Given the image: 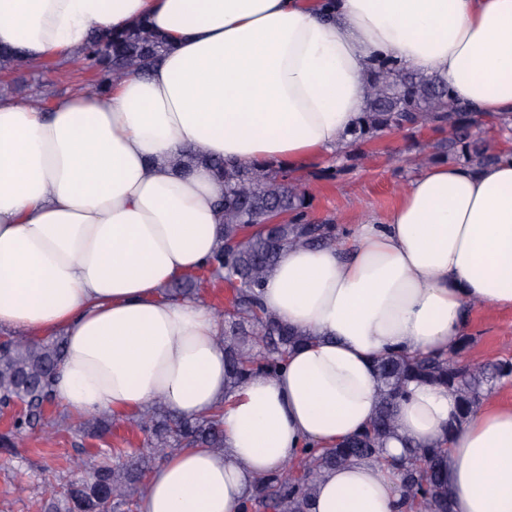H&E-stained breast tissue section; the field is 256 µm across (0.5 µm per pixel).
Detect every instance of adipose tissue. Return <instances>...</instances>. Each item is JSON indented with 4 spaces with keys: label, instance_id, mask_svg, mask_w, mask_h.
<instances>
[{
    "label": "adipose tissue",
    "instance_id": "ef3b65f1",
    "mask_svg": "<svg viewBox=\"0 0 512 512\" xmlns=\"http://www.w3.org/2000/svg\"><path fill=\"white\" fill-rule=\"evenodd\" d=\"M137 20L172 49L108 97L0 99V328L63 336L53 398L74 413H220L223 448L170 454L141 512H241L256 481L374 419L382 357L448 355L472 304L512 309V151L429 166L340 244L285 250L260 301L310 339L236 386L214 309L164 294L223 232L210 167L173 158L194 144L300 170L340 154L382 61L511 114L512 0H0V47L37 65ZM458 414L447 388L410 384L382 457L324 471L312 512H405L389 462L409 443L444 444L453 512H512V401Z\"/></svg>",
    "mask_w": 512,
    "mask_h": 512
}]
</instances>
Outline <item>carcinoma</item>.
Masks as SVG:
<instances>
[{
  "instance_id": "obj_1",
  "label": "carcinoma",
  "mask_w": 512,
  "mask_h": 512,
  "mask_svg": "<svg viewBox=\"0 0 512 512\" xmlns=\"http://www.w3.org/2000/svg\"><path fill=\"white\" fill-rule=\"evenodd\" d=\"M167 40L145 21L106 37L92 36L82 59L97 67L92 90L104 94L125 75L144 71L163 59ZM478 118L451 99L448 85L437 74H424L393 63L381 65L369 87L366 110L351 133L347 148L364 164L366 150L383 133L394 129L429 128L441 135L434 154L468 165L496 162L501 151L473 140L469 129ZM208 164L224 184L220 224L223 241L204 270L223 278L231 296L224 308V365L231 383L255 372L273 375L288 354L307 337L266 311L258 301L265 278L282 251L292 246L339 243L346 230L311 215L307 180L281 165L229 164L211 160L189 146L173 161L186 170ZM207 282L191 275L171 290V296L200 297ZM472 337H460L446 357L413 358L391 355L378 364V414L360 434L318 455L308 454L291 469L260 481L244 505V512H309L316 481L322 471L382 452V441L397 432L395 408L411 381L438 383L458 399L464 420L496 393L499 383L512 377V360L485 366L462 360ZM63 338L22 341L12 337L0 345V409L17 403L24 410L13 417L11 429L0 435V451L14 447L16 436L39 430L49 440L55 422L45 415L52 400L51 386L62 360ZM134 427L145 436L148 451L113 447L110 456L89 467L85 475L62 488L44 490L46 512H134L138 494L155 463L180 448L224 447L220 414L202 417L172 416L156 400L141 412ZM84 434L98 437L112 428V416L93 415L80 425ZM444 448L410 447L400 460L401 490L410 512H452L451 495L442 483L440 464Z\"/></svg>"
}]
</instances>
